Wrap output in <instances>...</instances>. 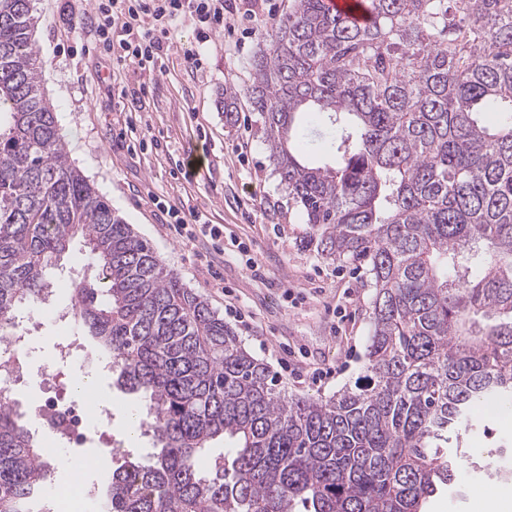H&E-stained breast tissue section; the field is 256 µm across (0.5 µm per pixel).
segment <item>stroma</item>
I'll return each mask as SVG.
<instances>
[{
  "mask_svg": "<svg viewBox=\"0 0 512 512\" xmlns=\"http://www.w3.org/2000/svg\"><path fill=\"white\" fill-rule=\"evenodd\" d=\"M233 34L201 41L202 25L177 19L173 45L153 63L120 67L94 50L87 32L68 23L72 0H34L39 24L34 40L42 62V86L52 99L70 159L117 215L132 224L185 287L203 294L244 347L266 363L289 394L329 398L354 386L364 371L372 291L364 270L337 265L307 246L308 226L288 198L269 157L262 125L248 104L226 120L221 97L252 84L251 58L265 22L283 15L288 0H230ZM197 45L206 56L192 69L181 48ZM120 86L125 96L113 95ZM197 156L204 177L187 181L182 161ZM193 208L224 227L223 254L207 253L177 237L163 204ZM260 270L252 272L248 260ZM80 242L61 257L51 304L31 315L43 327L33 350L35 364L48 360L54 342L79 344L72 371L96 378L111 402L117 445L149 453L127 416L137 400L118 389L112 373L92 354L77 327L61 321L76 280L92 277ZM303 349L311 361L332 368L334 378L316 386L299 380L291 353ZM477 432L466 441L473 461L461 462L455 483L434 498L428 512H484L473 491L500 490L483 464L499 460L512 442V404L497 415L478 413Z\"/></svg>",
  "mask_w": 512,
  "mask_h": 512,
  "instance_id": "1",
  "label": "stroma"
}]
</instances>
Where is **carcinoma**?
I'll return each mask as SVG.
<instances>
[{
	"label": "carcinoma",
	"mask_w": 512,
	"mask_h": 512,
	"mask_svg": "<svg viewBox=\"0 0 512 512\" xmlns=\"http://www.w3.org/2000/svg\"><path fill=\"white\" fill-rule=\"evenodd\" d=\"M33 2L0 0V337L83 242L96 274L75 283L74 322L153 437L100 512H425L473 411L512 401V0H366L365 24L290 0L264 26L247 97L270 158L308 244L373 288L365 374L326 400L282 394L72 164ZM307 110L335 131L333 166L290 149ZM226 436L234 454L200 468ZM52 470L0 400V512H42Z\"/></svg>",
	"instance_id": "cac0c4a2"
}]
</instances>
